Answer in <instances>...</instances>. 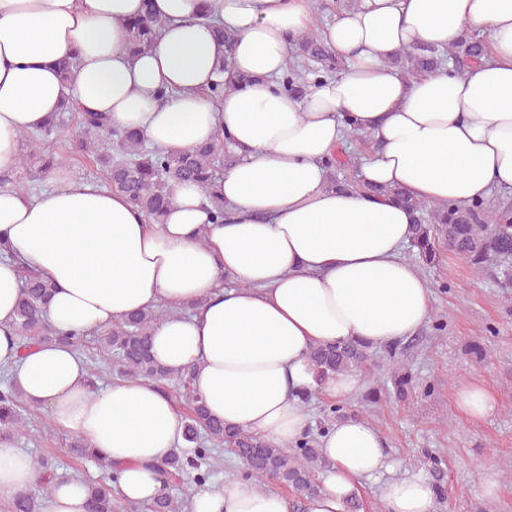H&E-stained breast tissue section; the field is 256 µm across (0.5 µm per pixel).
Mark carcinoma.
Wrapping results in <instances>:
<instances>
[{
	"mask_svg": "<svg viewBox=\"0 0 512 512\" xmlns=\"http://www.w3.org/2000/svg\"><path fill=\"white\" fill-rule=\"evenodd\" d=\"M153 0H143L142 14L126 23L128 52L137 56L150 50L158 40L164 22L152 9ZM487 56L485 42L468 30L444 50L420 47L397 53L389 59V65L411 79L430 72L451 60L458 68L479 62ZM344 71L342 58L317 36L305 33L295 37L289 47V60L279 78L280 86L288 93L302 97L311 82L336 76ZM248 74L239 73L231 80L222 79L210 85L206 96L213 101L224 97L233 83H246ZM64 125L63 116L57 112L35 132L24 133L21 138L28 142L29 154L17 158L15 166L0 172V188L18 191L27 189L32 178L30 160L40 163V171H48L62 165L66 157L44 153L47 142L56 138ZM79 135L69 147L71 153L84 154L105 164L110 186L125 193L130 201L152 221L159 223L173 203L172 186L190 182L206 186L214 182L221 167L236 161L226 138L220 137L210 144L200 145L187 151L167 154L146 146L142 135L133 129H113L106 117L98 112L78 113ZM368 142L370 135L353 128L336 149L327 165L332 187L340 186L359 193H373L400 199L417 218L412 228L409 249L427 265L439 258V247L465 259L474 268L492 269L505 301L512 302V206L498 208L483 202L469 206L448 203H426L405 196L397 187L377 188L358 179L359 161L353 157L350 144ZM20 295L16 306L14 328L21 350L25 351L38 341L55 338L45 322L44 314L52 287L39 274L21 265ZM165 311L153 309L139 311L112 326L96 333L92 340L71 337L81 349L86 343L93 350L100 366L92 376L100 378L115 373L121 379L150 380L168 392L169 382L177 385L181 399L188 407L183 439L185 447L173 453L157 467L159 479L165 487V495L148 506L149 512H185L187 499L176 494L185 478L192 477L198 483L209 481L211 475L224 463L220 447L225 446L246 465L245 479L259 488L269 490L271 485L294 490L306 499L318 492L316 472L328 465L319 448L320 434L336 419L343 416L342 407L328 405L321 412L315 427L293 447L286 449L260 441L253 436L224 425L208 413L202 397L194 387L195 369L189 368L173 374L160 366L151 354V338L154 325ZM388 364L387 394L398 402H406L415 393L412 373L405 362V348L392 345L385 350ZM310 360L316 376L325 379L331 375L358 371L373 380L379 375L380 364L377 350L357 342L331 343L314 347ZM37 409L25 402L22 394L9 382L0 387V439L34 437L39 429L35 425ZM72 452L81 459L95 463L101 470L98 479L87 481L90 490V512H136V508L122 502L111 485V466L96 455L80 439L70 444ZM35 481L33 492L14 497L9 502V512H40L43 500L50 494L51 481L56 476L52 458H33Z\"/></svg>",
	"mask_w": 512,
	"mask_h": 512,
	"instance_id": "obj_1",
	"label": "carcinoma"
}]
</instances>
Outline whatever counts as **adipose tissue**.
<instances>
[{
	"instance_id": "adipose-tissue-1",
	"label": "adipose tissue",
	"mask_w": 512,
	"mask_h": 512,
	"mask_svg": "<svg viewBox=\"0 0 512 512\" xmlns=\"http://www.w3.org/2000/svg\"><path fill=\"white\" fill-rule=\"evenodd\" d=\"M140 12L141 0H0V170L14 167L20 134L42 127L67 97L167 153L228 136L237 161L210 186L176 185L159 224L124 193L55 168L52 191L0 189V243L51 282L47 321L57 331L87 336L166 306L153 330L157 361L174 373L195 368L209 413L226 426L291 447L311 425L300 396L347 402L363 387L355 371L319 379L312 347L392 344L431 313L433 284L403 256L411 211L330 188L325 162L351 119L371 135L364 183L458 206L512 192V0H358L324 33L345 71L301 100L276 80L291 38L312 25L308 0H154L162 35L134 57L124 25ZM207 13L234 33L232 53L214 39ZM466 26L488 31V59L410 81L389 66L397 52L450 45ZM67 55L77 65L66 89L56 62ZM226 55L254 80L215 104L201 91ZM211 195L224 200V223L210 218ZM18 280L16 264L1 260L0 366L28 404L111 464L124 502L151 504L164 492L156 466L183 444L175 400L143 380L92 385L69 343L17 353ZM455 395L469 420L497 409L479 383L459 384ZM320 448L330 467L307 512H346L369 481L381 485L384 512H435L431 481L402 470L367 421L337 420ZM33 481L31 457L0 441V500ZM87 510L85 481L56 476L43 512ZM288 510L281 492L238 476L195 486L188 505Z\"/></svg>"
}]
</instances>
